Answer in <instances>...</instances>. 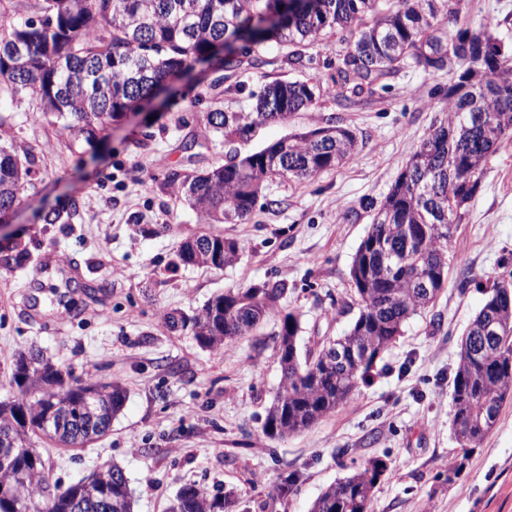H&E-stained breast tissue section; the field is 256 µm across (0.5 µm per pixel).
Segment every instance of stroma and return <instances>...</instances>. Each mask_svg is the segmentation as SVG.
Listing matches in <instances>:
<instances>
[{
	"label": "stroma",
	"instance_id": "stroma-1",
	"mask_svg": "<svg viewBox=\"0 0 512 512\" xmlns=\"http://www.w3.org/2000/svg\"><path fill=\"white\" fill-rule=\"evenodd\" d=\"M488 19L512 31V0H465L441 22L453 35ZM349 40L325 36L294 69L272 42L254 47V67L192 69L90 143L70 142L36 116L35 99L0 108V139L34 160L32 181L0 230V401L17 393L15 353L32 347L76 377L127 390L111 431L96 441L60 448L30 435L51 481L67 484L114 462L129 479L134 512H166L186 484L234 492L238 512H310L327 486L380 458L389 471L371 512H512V398L458 477L448 476L459 449L451 393L461 340L485 302V280L512 275V139L489 160L448 245V282L434 305L405 322L348 403L298 435L274 440L263 430L281 382V315L298 316L303 351L349 329L359 312L350 270L371 223L366 205L383 199L444 117V71L405 69L367 101L338 106L332 78ZM276 79L319 81L322 95L232 143L205 126L207 112L254 111L256 94ZM328 124L355 133L352 158L309 180L267 183L244 221L203 223L167 181L169 171H202ZM47 212L60 220L45 223ZM203 234L245 250L221 270L183 265L179 246ZM266 283L285 287L277 315L223 353L164 318ZM291 470L302 475L297 493L275 497Z\"/></svg>",
	"mask_w": 512,
	"mask_h": 512
}]
</instances>
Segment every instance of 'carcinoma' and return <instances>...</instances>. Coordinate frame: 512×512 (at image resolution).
Here are the masks:
<instances>
[{
  "mask_svg": "<svg viewBox=\"0 0 512 512\" xmlns=\"http://www.w3.org/2000/svg\"><path fill=\"white\" fill-rule=\"evenodd\" d=\"M462 0H43L41 15L0 21V104L31 96L38 111L55 118L73 141L87 142L112 122L169 89L199 60L224 71L254 65L252 48L269 42L289 45L284 62L302 65L301 47L323 35L350 30L344 58L336 66L337 105H356L376 93L383 79L405 68L448 70L445 118L408 159L379 203H370L371 228L354 258L351 277L361 303L351 328L334 342L309 352L300 362L298 317L281 319L277 351L281 383L268 408L264 430L273 439L301 433L349 401L376 360L402 332L412 315L434 303L448 278V244L480 187L484 168L499 145L512 137V62L493 21L453 36L437 25L439 14L460 13ZM244 43L235 57H221L227 40ZM319 85L276 80L265 85L256 111H213L209 128L231 143L259 122L283 121L315 103ZM353 131L333 125L290 134L254 153H234L202 173L172 170L170 183L207 224L246 217L261 186L270 180H308L334 169L354 154ZM32 170L13 145L0 143V221L21 201ZM242 247L221 235L184 242L181 261L222 269L239 259ZM512 291V278H494L486 301L471 324L453 379L454 434L462 458L479 447L494 427L503 403L512 398V304L500 300ZM282 284L214 296L189 317L165 315L189 330L197 342L222 352L228 343L252 334L275 314ZM496 335L481 352L470 348L488 318ZM18 395L0 401V431L11 432L16 454L0 463V512H14L17 473L25 474L23 496L46 501L45 512H134L123 469L104 470L90 506L81 482L51 484L46 460L26 446V429L37 428L61 444L76 446L112 428L126 391L117 382L71 380V373L38 350L15 359ZM97 394L98 417L79 407L85 394ZM69 405L70 428L45 430L48 413ZM387 470L382 460L327 487L311 512H369L373 490ZM300 474L283 475L276 495L297 490ZM231 495H212L196 485L182 487L169 512H232Z\"/></svg>",
  "mask_w": 512,
  "mask_h": 512,
  "instance_id": "1",
  "label": "carcinoma"
}]
</instances>
